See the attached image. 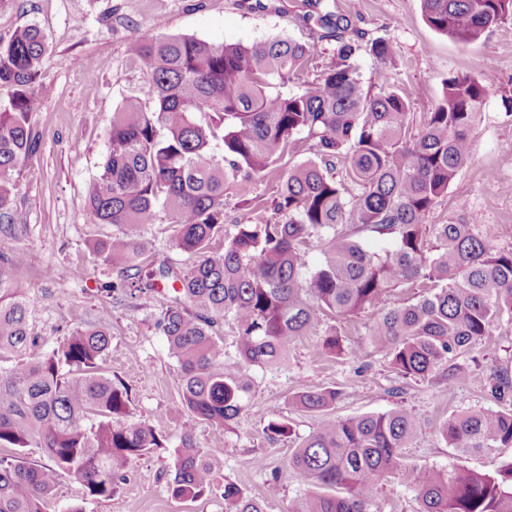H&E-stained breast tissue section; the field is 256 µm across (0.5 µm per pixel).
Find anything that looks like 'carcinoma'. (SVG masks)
Segmentation results:
<instances>
[{"label": "carcinoma", "mask_w": 512, "mask_h": 512, "mask_svg": "<svg viewBox=\"0 0 512 512\" xmlns=\"http://www.w3.org/2000/svg\"><path fill=\"white\" fill-rule=\"evenodd\" d=\"M428 26L456 41L478 40L512 19V0H421ZM320 26L349 27L324 0H314ZM155 32L131 45L150 76L152 104L131 96L112 112L109 151L87 186L90 212L120 232L94 245L120 284L159 298L157 325L180 366V410L224 428L243 410L250 380L224 364L217 329L231 323L239 362L267 367L288 356L302 336L322 330L321 353L345 352L328 321L378 313L372 344L402 378L448 374L458 384L469 348L487 343L494 324L512 323V248L494 246L472 224H429L427 218L467 164L472 132L491 90L468 72L451 75L443 97L421 116L377 69L366 79L361 45L338 41L336 61L302 79L317 48L274 37L248 45L215 44ZM380 62L387 40L371 43ZM45 38L36 24L0 37V223L12 208L24 162L38 144L30 120L40 111ZM259 180L275 183L266 206L249 196ZM246 216L224 213L229 192ZM271 211L259 217L256 211ZM177 226L184 267L154 265L141 230L159 214ZM370 238L392 241L381 253ZM224 252L213 251L216 241ZM320 248L312 268L309 253ZM397 288L414 290L398 307ZM112 345L104 325H85L49 351L31 335L28 303L0 278V447L44 449L49 463L22 456L0 463V512H42L60 477L81 481L88 496L106 498L133 459L166 447L155 429L127 420L129 391L103 364ZM485 388L497 409L468 411L438 428L460 453L512 447V373L494 368ZM336 388L306 387L292 403L311 413L336 405ZM425 428L399 406L327 420L288 458L287 472L318 487L293 512H371L376 490L395 477L416 492L419 512H512V461L493 472L422 468L403 462V448ZM271 440L288 439V420L272 418ZM221 448H199L192 425L173 449L167 483L175 498L218 490ZM226 512H264L265 498L231 482Z\"/></svg>", "instance_id": "1"}]
</instances>
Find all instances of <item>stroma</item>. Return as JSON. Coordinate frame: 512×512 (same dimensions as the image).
Masks as SVG:
<instances>
[{
	"mask_svg": "<svg viewBox=\"0 0 512 512\" xmlns=\"http://www.w3.org/2000/svg\"><path fill=\"white\" fill-rule=\"evenodd\" d=\"M9 0L0 7V37L35 23L45 34L48 51L41 81L43 106L31 117L38 148L26 161L30 174L20 179L14 201L15 224H0V278L25 295L32 335L52 348L75 327L105 324L112 347L104 368L124 381L131 393L129 419L178 439L192 422L201 448L222 449L218 477L247 494L265 497L266 512H291L303 485L287 477L288 458L324 418L340 419L377 413L397 406L412 409L426 429L403 451L407 463L438 470H493L512 460V448L459 454L449 448L438 427L454 414L490 408L483 387L487 369L512 371V324H501L490 343L470 348L478 362L456 388L443 374L424 380L402 379L383 352L375 349L366 312L336 320L345 346L358 358L323 355L321 338L310 334L290 348L284 366L247 367L252 390L245 408L228 428L218 430L190 421L177 412L180 367L168 353L156 328V298L141 296L136 305L113 292L119 275L93 253L94 241L116 234V226L96 223L85 189L98 174L109 147L113 110L128 96L150 97V77L134 60L132 41L152 32L163 19L168 33L211 43L250 44L272 37L317 44L310 68L319 74L336 59L335 39L325 38L317 22H304L307 0ZM336 14L346 16L350 35L361 50L357 63L370 75L377 61L368 48L373 40L392 42L395 52L384 69L389 83L404 92L414 112L431 111L443 96L449 76L472 72L491 87L473 131L470 161L448 187L428 221L476 225L495 246L512 247V20L489 28L471 43H460L431 29L423 19L421 0H334ZM175 225L143 227L141 238L155 264L182 265L184 254L173 248ZM80 267L74 280L66 271ZM305 387L339 389L341 397L327 414L306 413L291 402ZM275 416L293 426L290 439L271 441L264 433ZM173 458L166 450L133 460L108 499L89 497L81 482L62 476L44 503V512H225L224 499L213 492L194 500L174 498L167 490ZM281 473L277 496L266 498L273 473ZM416 493L398 479L380 483L373 512H417Z\"/></svg>",
	"mask_w": 512,
	"mask_h": 512,
	"instance_id": "obj_1",
	"label": "stroma"
}]
</instances>
